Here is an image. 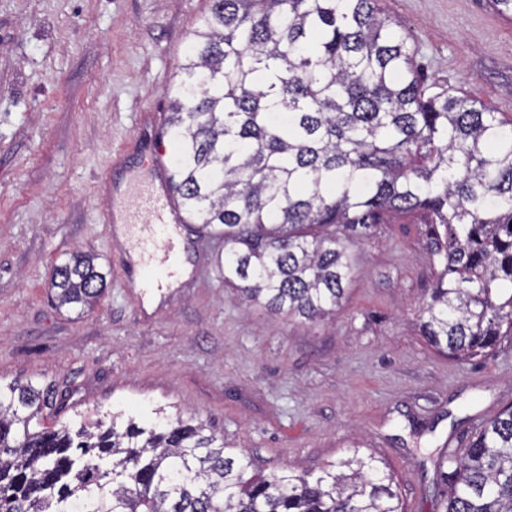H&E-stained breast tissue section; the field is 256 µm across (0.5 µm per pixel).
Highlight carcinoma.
Returning a JSON list of instances; mask_svg holds the SVG:
<instances>
[{
	"instance_id": "1",
	"label": "carcinoma",
	"mask_w": 512,
	"mask_h": 512,
	"mask_svg": "<svg viewBox=\"0 0 512 512\" xmlns=\"http://www.w3.org/2000/svg\"><path fill=\"white\" fill-rule=\"evenodd\" d=\"M180 209L224 239V287L310 322L336 313L350 245L418 214L440 269L418 315L438 353L512 340V119L466 93H427L409 37L378 0H211L169 89ZM96 256L55 266L59 306L107 289ZM53 396L0 383V512H403L380 458L266 473L193 416L123 414L73 432ZM445 512H512V403L466 452L444 449Z\"/></svg>"
}]
</instances>
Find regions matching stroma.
Instances as JSON below:
<instances>
[{"label": "stroma", "mask_w": 512, "mask_h": 512, "mask_svg": "<svg viewBox=\"0 0 512 512\" xmlns=\"http://www.w3.org/2000/svg\"><path fill=\"white\" fill-rule=\"evenodd\" d=\"M433 91L512 118V21L489 0H381ZM209 0H0V381L50 387L77 426L157 407L191 414L266 471H318L353 448L392 468L405 512H444L441 448L464 450L512 403V343L470 361L415 329L438 269L426 225H379L334 317L273 315L224 286L222 241L152 318L102 222L118 176L144 179L140 117L167 113L187 35ZM110 270L87 315L58 308L54 265Z\"/></svg>", "instance_id": "stroma-1"}]
</instances>
